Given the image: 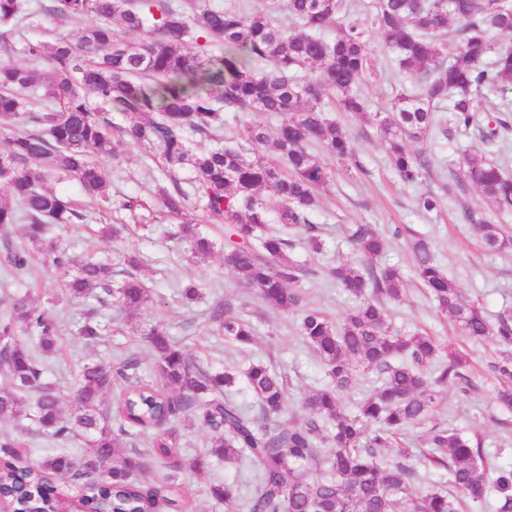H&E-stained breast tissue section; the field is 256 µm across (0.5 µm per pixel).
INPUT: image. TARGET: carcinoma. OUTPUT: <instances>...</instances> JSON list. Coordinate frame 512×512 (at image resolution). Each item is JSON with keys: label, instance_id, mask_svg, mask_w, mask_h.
Wrapping results in <instances>:
<instances>
[{"label": "carcinoma", "instance_id": "1", "mask_svg": "<svg viewBox=\"0 0 512 512\" xmlns=\"http://www.w3.org/2000/svg\"><path fill=\"white\" fill-rule=\"evenodd\" d=\"M289 22L276 19V0L248 7L216 6L210 0H49L42 17L94 18L77 39L60 35L52 42L26 41L12 35L30 27L31 14L21 0H0V229L24 224V238L45 254L71 299L99 291L127 315L143 309L151 296L141 280L129 275L112 287V265L77 261L58 241H46L52 224L84 220L66 196L44 189L53 171L77 177L97 201L109 195L104 167L92 154H112V131L126 137L142 157L160 162L170 187L162 189L158 217L175 220L174 235L190 256L206 260L216 241L186 218L187 204L201 203L205 217L224 225L227 265L239 280L281 312L297 309L300 293L291 288L304 269L288 255L289 239L265 231L276 221L308 234L320 250L309 214L331 182V171L312 152L325 150L339 163L354 160L348 135L326 117L323 97L340 96L346 112H364L358 86L371 65L370 34L395 55L398 67L415 79V89L395 97L396 116L379 120L389 163L401 181L413 184L428 173L430 161L416 148L430 131L443 138L477 132L485 142L502 145L512 126L502 117L485 128L476 97L489 112H507L509 103L489 94L512 87V48H496L494 32H512V0H370L354 11L350 0H288ZM122 29L112 27L113 20ZM453 19L459 27L448 29ZM335 30V35L327 32ZM457 42L448 60V39ZM23 51L46 66L44 72L10 62ZM103 112L122 115L125 126L112 128ZM226 112H265L279 119L273 137L261 125L233 127ZM23 116L33 131L12 127ZM208 137L217 146L192 150L191 137ZM272 148L277 164L260 155ZM190 172L181 179L177 173ZM480 189L499 212L512 211V176L498 162L465 157L449 170L443 189L458 198L466 186ZM266 195L261 196L258 191ZM491 252L512 247V238L468 206H461ZM368 258L383 251L382 237L369 224L352 234ZM417 275L439 307L475 340L495 338L512 347V319L495 326L481 307L468 300L431 257L429 243L412 244ZM24 249L10 253L7 264L18 273L29 267ZM331 275L358 303L339 322L323 312L303 311L300 335L326 367L330 386L312 392L303 414L284 417L288 395L283 380L261 363L245 372L258 399L262 425L231 399L230 373L212 371L174 342L160 326L145 329L142 339L154 364L141 373L134 354L118 364L89 362L75 379L74 401L66 406L45 378L30 350H59L57 324L33 306L26 293L9 298L0 312V372L11 388L0 390V419L13 418L25 393H35L33 421L54 439L79 436L86 451L66 452L31 462L6 436L0 448V495L21 512H55L64 489L75 491L82 512H187L191 492L177 472L190 470L209 495L228 510L239 501L240 487L230 481L208 483L209 457L229 462L248 456L261 467L259 481L246 501V512H458L446 491L415 485L414 472L402 461H382L379 449L399 445L400 432L424 424L436 396L450 384L471 386L463 360L442 357L443 346L422 333L402 336L390 328L385 301L401 295L394 269L373 272L364 266L339 265ZM230 304L218 301L211 320L224 335L247 346L253 327L245 319L225 318ZM97 313L89 309L77 328L88 344L103 338ZM437 363L427 373L422 366ZM382 376V386L348 411L343 393L359 370ZM510 385L497 393L512 408V357L490 365ZM120 387L112 406L103 396ZM219 433L209 452L189 461L181 454L182 430L192 425ZM143 436L148 450L125 448L126 439ZM426 460L449 467L451 483L464 498L479 502L491 491L501 512L512 509V470L490 479L482 450L459 433L434 423L426 432ZM332 448L331 476H300L317 464L318 445ZM153 459L171 468L161 483L143 484L136 475ZM69 480L68 487L58 483Z\"/></svg>", "mask_w": 512, "mask_h": 512}]
</instances>
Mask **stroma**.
Masks as SVG:
<instances>
[{
	"label": "stroma",
	"mask_w": 512,
	"mask_h": 512,
	"mask_svg": "<svg viewBox=\"0 0 512 512\" xmlns=\"http://www.w3.org/2000/svg\"><path fill=\"white\" fill-rule=\"evenodd\" d=\"M370 49L372 66L361 85L365 114L342 111L334 102L328 105L329 118L351 138L357 162L352 166L333 164L331 190L309 215L322 242L320 253L310 252L302 233L288 234L293 244L289 254L304 268L296 285L302 296L298 310L283 313L265 303L225 265L223 252H216L208 261L194 262L184 245L172 238L171 223H143L132 217L124 208L125 202L134 197L155 204L159 173L124 140L113 138V155L103 162L110 182L108 204L90 205L74 176L54 174L47 179L46 188L85 207L87 214L85 223L51 229V237L81 259L114 262L123 252H140L144 262L137 274L152 297L151 303L130 319L113 305L99 304L92 295L80 301L68 300L42 258H35L28 271L14 275L0 257V309L12 295L26 292L34 305L59 325L60 350L44 358L42 364L63 400L71 399L75 377L89 361L113 364L134 353L142 371H149L153 354L141 333L159 325L211 370L234 375L231 395L250 415H259L260 409L244 373L257 362L283 376L288 386V410L297 412L306 395L329 383L322 361L299 334L302 310L316 308L339 321L356 303L354 296L329 276V268L345 263H362L376 270L393 267L400 273L404 290L402 300L389 305L393 328L405 335L423 331L438 337L470 364L471 386L464 389L451 384L444 388L433 421L478 442L492 467L512 468V409L498 403L499 382L486 368L488 361L503 359L505 352L494 340L474 342L461 334L419 284L410 253L412 239H427L435 261L462 294L481 307L489 321L512 315V249L501 253L486 250L469 225L459 222L457 201L441 194L450 168L467 153L505 162L507 173L512 174V144L501 154L472 134L449 139L426 135L419 147L431 161L430 170L417 184L403 183L387 163L378 116L389 113L395 95L412 88L413 82L398 69L393 54L378 36H371ZM431 192L439 194L438 206L430 212L420 210L418 198ZM103 222L122 225L120 236H102L98 226ZM360 224L371 225L383 237L380 256L366 260L356 250L350 236ZM190 283L199 288L201 297L187 305L180 291ZM220 299L230 302L231 316L252 322V345L239 348L210 321L209 309ZM90 308L97 310L99 321L107 329L102 341L92 345L74 334L84 311ZM0 432L20 439L35 461L52 452L64 450L77 455L84 449L81 439L63 443L37 432L25 415L0 421ZM424 434V427H409L399 448L408 449L406 462L415 468L420 486L450 490L447 468L428 465L423 459L427 450Z\"/></svg>",
	"instance_id": "stroma-1"
}]
</instances>
